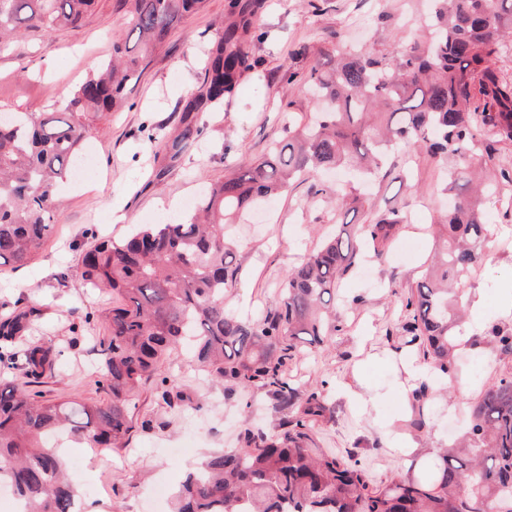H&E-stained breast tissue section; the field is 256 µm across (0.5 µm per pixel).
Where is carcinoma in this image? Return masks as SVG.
<instances>
[{
    "instance_id": "1",
    "label": "carcinoma",
    "mask_w": 512,
    "mask_h": 512,
    "mask_svg": "<svg viewBox=\"0 0 512 512\" xmlns=\"http://www.w3.org/2000/svg\"><path fill=\"white\" fill-rule=\"evenodd\" d=\"M429 37L395 53L352 47L318 57L288 82L311 94L313 111L286 140L206 188L197 207L204 220L144 224L121 239L93 238L80 277L112 290L119 304L105 315L99 341L105 359L98 384L107 402L68 396L40 402L29 387L54 371L61 350L28 343L38 311L17 307L0 317V370L18 369L19 382L0 389V484L13 489L23 512H76L78 494L67 461L49 438L114 448L129 435L128 406L142 381L157 380L168 407L184 394L160 371L168 352L188 339L195 361L219 384L271 394L285 413L266 434L244 418L238 446L211 453L178 486L171 512H512V366L466 402L468 427L459 444L435 449V462L385 485L362 468L314 447L312 430L330 413L323 393L302 390L288 377L301 341L319 346L339 330L336 295L360 245L379 257L405 224L391 209L366 224L338 223L336 234L289 270L274 309L256 319L224 307L237 278L226 225L258 201L276 196L295 176L317 169L352 168L371 175L391 149L413 144L448 170L453 204L434 220L443 244L408 292L401 326L404 344L435 375L411 392L417 430L432 420L434 377L458 375L455 334L462 317V279L485 258L486 203L497 196L502 170L485 180L466 166L495 162L496 145L512 143V82L494 58L512 46V0H430ZM126 36L112 37V57L99 73L64 92L50 112L0 113V265L23 266L53 229L59 182L73 173L83 143L111 115L147 56L204 0H119ZM94 0H0V48L37 26L76 28ZM263 0H229L210 48L200 89L182 103L180 132L151 134L170 161L201 135L197 116L234 93L256 61L247 48L251 18ZM470 347H494L512 360V323L495 322Z\"/></svg>"
}]
</instances>
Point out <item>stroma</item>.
I'll list each match as a JSON object with an SVG mask.
<instances>
[{"mask_svg":"<svg viewBox=\"0 0 512 512\" xmlns=\"http://www.w3.org/2000/svg\"><path fill=\"white\" fill-rule=\"evenodd\" d=\"M226 3L206 0L146 59L119 111L85 143L97 174L74 178L73 189L61 190L63 205L54 228L29 263L0 267V315L17 306L40 309L30 341H50L62 351L57 369L39 385L44 399L62 394L95 402L109 398L96 383L101 360L96 343L112 295L90 288L77 274L92 237H119L135 224L165 223L162 203L170 199L180 215H187V203L201 187L287 138L310 109L308 97L283 77L284 68L308 66L307 60L292 57L296 46L307 45L313 53L344 44L391 52L420 42L425 34L423 0H266L254 20L262 36L252 46L258 68L240 77L223 105L200 114L199 141L179 161L169 162L150 147L143 128L177 134V105L201 86L203 53L217 36ZM122 16L116 0H96L79 28L25 30L0 52V112L49 111L62 90L110 54ZM336 183L355 186L366 198L350 212V222L363 224L374 212L396 209L407 224L383 258L360 261L345 277L342 292L358 297V304L337 306L339 332L316 352L301 350L291 374L300 386L321 388L332 405L316 428L318 447L353 456L372 482L382 485L411 462L425 461L429 449L447 443L448 421L465 425L460 399L492 383L502 363L492 357L473 370L472 350L464 348L456 397L434 400L441 417L422 432L404 426L410 399L402 391L413 388L427 367L399 351L395 332L407 292L433 250L423 227L447 204L442 169L415 147L396 152L392 165L370 185H361L350 170L313 174L269 200L261 219L235 225L238 274L224 293L226 308L254 315L276 305L285 273L335 229L336 204L323 188ZM501 195L489 211L488 258L465 282L468 309L460 332L467 336L481 333L488 323L512 321V311L502 306L505 289L512 287V183L502 182ZM117 211L124 221H114ZM190 357L184 347L163 364L188 394V405L169 409L157 398L154 381H145L131 409L134 427L119 447L69 449L70 471L83 477L79 493L96 512H171V492L184 474L209 452L237 446L243 412H251L263 431H277L278 416L264 391L213 384L191 366ZM406 441L413 444L408 455L402 448Z\"/></svg>","mask_w":512,"mask_h":512,"instance_id":"35a3bbf8","label":"stroma"}]
</instances>
